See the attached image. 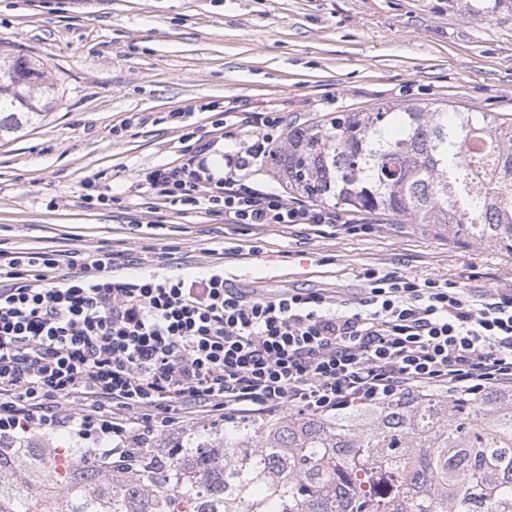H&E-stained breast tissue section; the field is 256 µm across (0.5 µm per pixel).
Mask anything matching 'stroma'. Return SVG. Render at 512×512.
I'll list each match as a JSON object with an SVG mask.
<instances>
[{
	"instance_id": "obj_1",
	"label": "stroma",
	"mask_w": 512,
	"mask_h": 512,
	"mask_svg": "<svg viewBox=\"0 0 512 512\" xmlns=\"http://www.w3.org/2000/svg\"><path fill=\"white\" fill-rule=\"evenodd\" d=\"M0 50L40 57L59 90L45 117L0 139L2 251L106 248L171 276L215 272L267 295L335 288L347 301L369 269L473 293L512 284L511 256L431 224L351 212L318 233L228 224L165 208L144 182L182 155L184 129L211 140L221 116L276 111L301 124L419 101L512 113V11L471 16L448 0H0ZM91 179L119 204L84 203Z\"/></svg>"
}]
</instances>
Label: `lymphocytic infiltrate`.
I'll list each match as a JSON object with an SVG mask.
<instances>
[{"label":"lymphocytic infiltrate","instance_id":"f902f5d3","mask_svg":"<svg viewBox=\"0 0 512 512\" xmlns=\"http://www.w3.org/2000/svg\"><path fill=\"white\" fill-rule=\"evenodd\" d=\"M285 121L251 113L224 132L221 166L209 141L145 181L169 205L231 224H337L332 208L255 187ZM365 278L351 302L325 288L265 296L218 273L125 275L109 250L1 251L0 437L75 419L96 454L128 456L205 417L338 415L427 388L512 385V287Z\"/></svg>","mask_w":512,"mask_h":512}]
</instances>
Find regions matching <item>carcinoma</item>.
Instances as JSON below:
<instances>
[{"label": "carcinoma", "instance_id": "cac0c4a2", "mask_svg": "<svg viewBox=\"0 0 512 512\" xmlns=\"http://www.w3.org/2000/svg\"><path fill=\"white\" fill-rule=\"evenodd\" d=\"M54 100L40 59L0 51V135ZM266 164L291 192L512 255L511 113L429 102L342 112L289 129ZM0 512H512V387L428 390L362 416L290 413L128 460L50 436L0 440Z\"/></svg>", "mask_w": 512, "mask_h": 512}]
</instances>
